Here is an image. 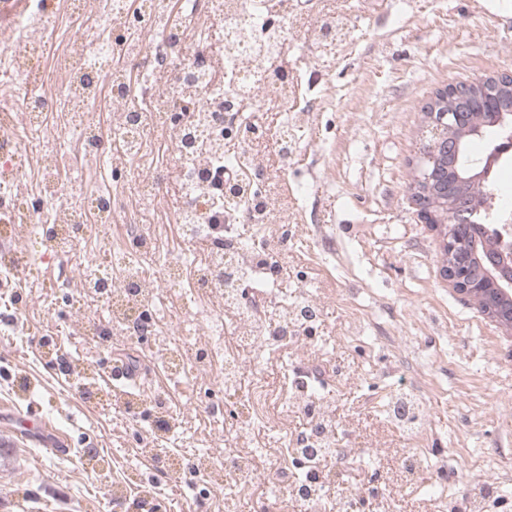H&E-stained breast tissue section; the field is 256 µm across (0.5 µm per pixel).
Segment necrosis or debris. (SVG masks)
Masks as SVG:
<instances>
[{
    "mask_svg": "<svg viewBox=\"0 0 512 512\" xmlns=\"http://www.w3.org/2000/svg\"><path fill=\"white\" fill-rule=\"evenodd\" d=\"M27 18L0 19V222L32 224L43 233L46 247L72 251L89 225L117 221L116 201L110 191H96L89 205L68 201L60 177V162L73 167L109 163L111 169L132 173L140 197L155 196L146 162L158 146H167L178 163L176 176L183 189V222L189 235L211 246L208 264L196 271L200 290L219 294L225 307L238 312L237 328L250 346H298L312 320L301 318L300 307H316V299L299 297L295 306L280 305L276 317L255 305H245L230 289L236 282L267 287L266 268L259 260L267 252L262 236L242 241L236 231L239 217L266 223L253 211L251 193L226 202L214 188L216 177L235 171L247 184L253 170L248 151L224 155V134L243 113L255 111L266 100L284 101V82H273L265 61L266 48L288 42V22L279 19L284 0H32ZM94 15L96 25L80 37L65 36L68 15ZM52 56L53 69L39 63ZM196 100L202 115L173 121L175 101ZM107 102L108 125L90 120L91 109ZM63 124L51 127L50 113ZM44 147L39 157L37 205L19 208L14 188L25 171L32 136ZM125 235L134 249L111 255L108 266L96 270L84 286L92 296L123 315L127 337L142 340L156 335L160 324L149 305L152 291L139 273L141 261L156 250L139 221L126 220ZM123 272L115 280L114 272ZM319 384L300 382L290 400L310 409L314 425L323 429L326 454L338 456L349 468L355 449L338 447L344 430L327 405L315 404ZM254 426L242 418L232 446L216 458L208 473L222 480L255 481L264 448L251 447ZM321 458L303 460L302 477L289 490L304 501L325 503L328 512H350V500L365 495L352 487L349 500L329 501L328 476Z\"/></svg>",
    "mask_w": 512,
    "mask_h": 512,
    "instance_id": "1",
    "label": "necrosis or debris"
}]
</instances>
